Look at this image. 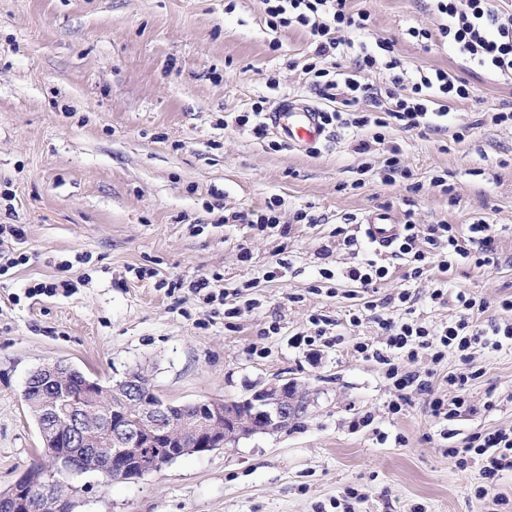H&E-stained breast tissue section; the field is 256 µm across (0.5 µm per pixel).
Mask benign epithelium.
<instances>
[{
	"instance_id": "7a95c632",
	"label": "benign epithelium",
	"mask_w": 512,
	"mask_h": 512,
	"mask_svg": "<svg viewBox=\"0 0 512 512\" xmlns=\"http://www.w3.org/2000/svg\"><path fill=\"white\" fill-rule=\"evenodd\" d=\"M71 371V366L59 362L39 369L43 385L52 390L43 401L39 426L44 447L51 459L68 472L79 465L68 449L89 448L96 455L110 448L114 481L127 479L128 456H139L172 435L188 436L193 441L191 451L205 453L255 434L281 430L298 408L307 404L294 382L279 380L238 401H197V413L187 421L174 417V406L155 392L145 375L115 387L122 405L116 409L110 406L112 389L96 381H87L78 395L58 385ZM50 496L48 487L33 484L23 476L13 485V512H30L37 501Z\"/></svg>"
}]
</instances>
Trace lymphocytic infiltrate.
<instances>
[{
  "instance_id": "obj_1",
  "label": "lymphocytic infiltrate",
  "mask_w": 512,
  "mask_h": 512,
  "mask_svg": "<svg viewBox=\"0 0 512 512\" xmlns=\"http://www.w3.org/2000/svg\"><path fill=\"white\" fill-rule=\"evenodd\" d=\"M434 28L410 29V37L420 40L447 43L471 71H483L506 82H512V10L491 6L489 0H431ZM269 22L275 27H300L314 48L315 61L307 69L311 84L325 98H335L337 91H344V110L323 115L325 125L355 127L363 135L358 139L356 153L370 156L379 146H386L383 161L384 180L395 183L403 180L411 192H419L413 183L412 173L401 161L402 148L389 140L391 131L423 134L444 130L451 104L468 100L471 95L466 78L443 69L421 74L419 79L405 81L400 72L402 62L394 54V44L379 42L378 52L360 46L356 66L361 71L379 68L391 70V86L378 90L359 79H345L332 75L330 70L318 67L319 59L342 56L347 44L346 34L363 31L370 22L364 10H353L351 0H262ZM388 99V107H381V99ZM488 224L470 225L468 232H461L455 224H416L406 218L404 232L394 247V254L403 260L405 279L417 280L431 266L450 269L457 260L467 259L475 266L490 263L489 252L494 238ZM446 244V252H438L439 244ZM389 273L377 260H360L347 273L348 279L360 283L366 298L361 309L353 312L351 323H361L365 313L375 315V321L386 336L385 349H378L365 341L355 342L353 350L367 360L387 367L386 375L396 393L391 403L392 413H400L411 391L426 394L432 414L445 419L471 410L466 386L473 375L467 372L469 351L473 345L500 346L502 340H512V322L490 323L482 327L480 318L488 305L467 292H457V316L439 332L410 317L393 320L380 316V309L388 306L412 304L410 289L403 288L393 295L376 297L375 285ZM430 355L434 363L455 357L459 366L445 380L446 390H434L430 380L408 370L409 362L420 355ZM458 469H467L473 462H480L488 480H496L500 473L512 470V431L496 430L476 433L464 441L462 447L448 449Z\"/></svg>"
}]
</instances>
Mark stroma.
Listing matches in <instances>:
<instances>
[{
  "label": "stroma",
  "mask_w": 512,
  "mask_h": 512,
  "mask_svg": "<svg viewBox=\"0 0 512 512\" xmlns=\"http://www.w3.org/2000/svg\"><path fill=\"white\" fill-rule=\"evenodd\" d=\"M371 22L368 47L390 39L409 77L463 74L447 45L423 50L410 28L433 27L429 0H353ZM313 48L298 28L271 30L261 0H0V257L29 255L0 276V490L42 458L23 398L30 374L63 361L109 384L136 369L173 404L234 401L288 378L309 405L288 428L208 453L184 455L143 477L104 485L97 473L61 482L72 512H335L354 487L359 512H512V470L477 496L479 466L458 470L445 454L476 432L512 429V347L475 349L467 393L476 411L433 417L412 393L401 413L383 366L352 346L383 342L373 319L351 324L363 294L346 272L375 256L389 273L379 295L411 288L419 321L437 330L456 314L431 297L436 279L503 318L512 296V128L480 127L479 112L512 103V84L469 76L447 133L396 132L421 184L408 194L360 174L356 131L331 128L304 150L269 149L274 134L239 126L254 103L322 102L306 65ZM447 174L445 194L431 184ZM363 188H353L356 179ZM281 201L278 227L258 233L233 214ZM314 216L296 222L298 210ZM388 210L416 223L494 230L492 264L461 261L414 282L401 260L363 239L360 218ZM353 224H345V216ZM360 236L345 249L337 227ZM332 279H325L324 271ZM217 275L224 304L191 291ZM68 289H60V282ZM177 290H170V283ZM39 283L55 295H35ZM240 307L225 318V307ZM328 316L314 346L309 318Z\"/></svg>",
  "instance_id": "35a3bbf8"
}]
</instances>
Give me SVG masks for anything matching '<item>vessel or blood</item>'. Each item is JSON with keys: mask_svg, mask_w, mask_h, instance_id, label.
<instances>
[{"mask_svg": "<svg viewBox=\"0 0 512 512\" xmlns=\"http://www.w3.org/2000/svg\"><path fill=\"white\" fill-rule=\"evenodd\" d=\"M263 125L282 135L292 146L316 142L326 133L318 107L288 99L279 101L275 108L265 113ZM363 232L367 240L381 250L392 246L401 236L403 227L392 222L388 215L371 214L365 218Z\"/></svg>", "mask_w": 512, "mask_h": 512, "instance_id": "vessel-or-blood-1", "label": "vessel or blood"}]
</instances>
